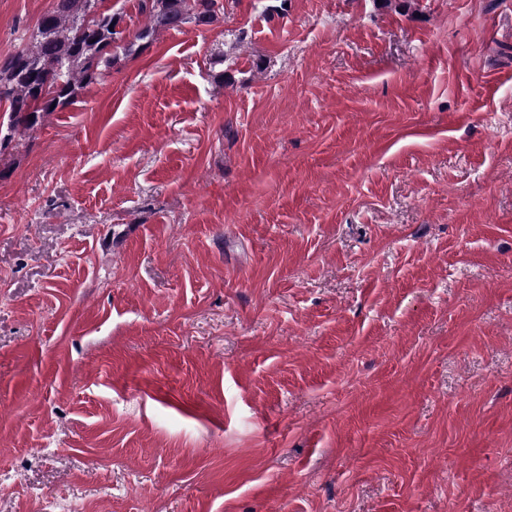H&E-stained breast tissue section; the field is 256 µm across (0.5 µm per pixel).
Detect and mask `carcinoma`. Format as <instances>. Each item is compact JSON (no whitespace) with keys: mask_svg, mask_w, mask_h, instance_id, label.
Here are the masks:
<instances>
[{"mask_svg":"<svg viewBox=\"0 0 512 512\" xmlns=\"http://www.w3.org/2000/svg\"><path fill=\"white\" fill-rule=\"evenodd\" d=\"M104 0H54L18 51L0 61V104L9 121L0 152L15 135L35 127L40 115L73 104L82 89L153 41L159 29L206 25L224 12L223 0H140L154 26L126 39L120 17Z\"/></svg>","mask_w":512,"mask_h":512,"instance_id":"obj_1","label":"carcinoma"}]
</instances>
